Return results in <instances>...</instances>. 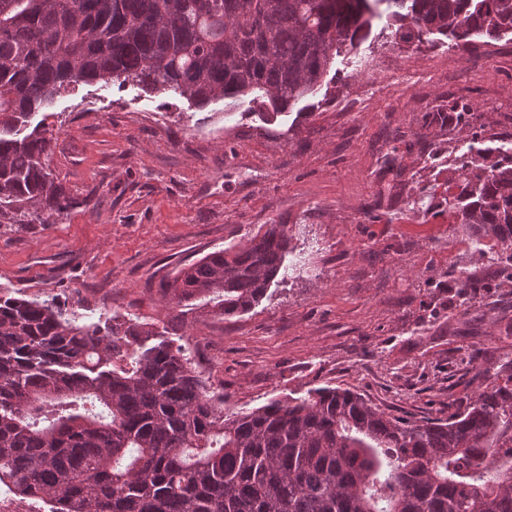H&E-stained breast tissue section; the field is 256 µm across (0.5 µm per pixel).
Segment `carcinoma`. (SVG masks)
Listing matches in <instances>:
<instances>
[{
  "instance_id": "carcinoma-1",
  "label": "carcinoma",
  "mask_w": 512,
  "mask_h": 512,
  "mask_svg": "<svg viewBox=\"0 0 512 512\" xmlns=\"http://www.w3.org/2000/svg\"><path fill=\"white\" fill-rule=\"evenodd\" d=\"M418 40L512 34V0H0V220L76 200L30 116L98 81L279 112L315 93L375 18ZM448 216L512 263V154L462 164ZM285 224L181 269L163 297L250 311L286 275ZM147 323L74 324L51 299L0 297V484L50 512H512V359L445 419L404 421L320 387L224 411L185 348Z\"/></svg>"
}]
</instances>
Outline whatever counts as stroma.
I'll list each match as a JSON object with an SVG mask.
<instances>
[{"instance_id":"stroma-1","label":"stroma","mask_w":512,"mask_h":512,"mask_svg":"<svg viewBox=\"0 0 512 512\" xmlns=\"http://www.w3.org/2000/svg\"><path fill=\"white\" fill-rule=\"evenodd\" d=\"M438 110L447 122L426 127ZM43 121L79 203L52 224L0 226V296L152 324L226 411L332 386L404 420L444 418L480 386L471 353L491 373L512 353V289L444 205L480 139L512 147L511 38L403 43L381 19L281 114L100 81L62 91L30 119ZM262 224L287 225L297 272L235 317L163 310V281ZM462 270L488 284L465 304Z\"/></svg>"}]
</instances>
